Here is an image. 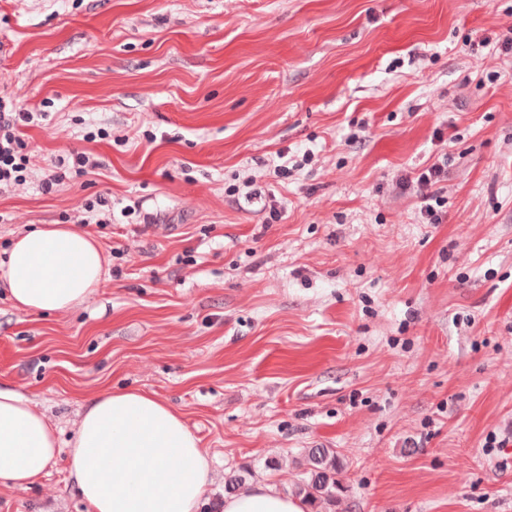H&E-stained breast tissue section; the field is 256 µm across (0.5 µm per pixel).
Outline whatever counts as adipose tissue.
<instances>
[{
    "mask_svg": "<svg viewBox=\"0 0 512 512\" xmlns=\"http://www.w3.org/2000/svg\"><path fill=\"white\" fill-rule=\"evenodd\" d=\"M105 264L96 238L73 224H51L15 237L0 281L19 308L65 312L89 299ZM59 453L46 415L0 383V481L28 488ZM69 461L90 512H197L210 483L206 452L181 417L134 389L92 401L75 425ZM224 512H307V505L260 481L226 499Z\"/></svg>",
    "mask_w": 512,
    "mask_h": 512,
    "instance_id": "adipose-tissue-1",
    "label": "adipose tissue"
}]
</instances>
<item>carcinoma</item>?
Wrapping results in <instances>:
<instances>
[{"instance_id": "obj_1", "label": "carcinoma", "mask_w": 512, "mask_h": 512, "mask_svg": "<svg viewBox=\"0 0 512 512\" xmlns=\"http://www.w3.org/2000/svg\"><path fill=\"white\" fill-rule=\"evenodd\" d=\"M343 468L338 453L333 448L316 447L306 454L304 476L295 486L310 512H318L323 504L336 502L343 492Z\"/></svg>"}]
</instances>
